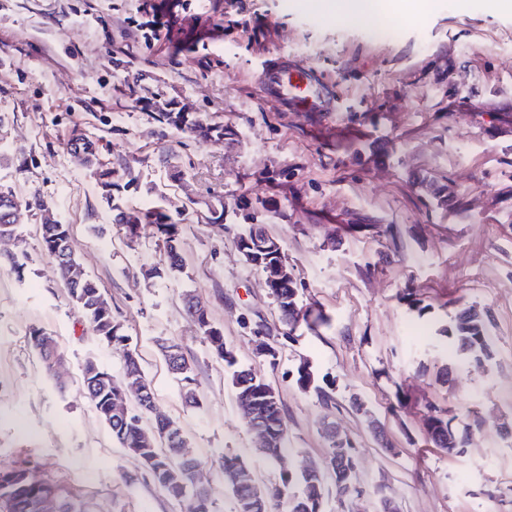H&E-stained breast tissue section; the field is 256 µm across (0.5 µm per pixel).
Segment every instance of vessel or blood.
<instances>
[{"mask_svg": "<svg viewBox=\"0 0 512 512\" xmlns=\"http://www.w3.org/2000/svg\"><path fill=\"white\" fill-rule=\"evenodd\" d=\"M259 81L264 97L283 109L321 117L341 109L334 89L295 56L280 54L264 63Z\"/></svg>", "mask_w": 512, "mask_h": 512, "instance_id": "1", "label": "vessel or blood"}]
</instances>
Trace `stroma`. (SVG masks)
I'll use <instances>...</instances> for the list:
<instances>
[{"label":"stroma","mask_w":512,"mask_h":512,"mask_svg":"<svg viewBox=\"0 0 512 512\" xmlns=\"http://www.w3.org/2000/svg\"><path fill=\"white\" fill-rule=\"evenodd\" d=\"M317 69L342 96L322 121L261 96L268 56ZM224 123L216 145L155 121L149 101ZM0 192L39 198L0 242V468L36 469L82 512H184L112 439L82 382L87 361L119 374L44 251L45 217L70 224L72 246L142 358L157 413L177 423L214 512H232L215 464L240 455L266 484L324 464L327 426L355 442L363 496L335 512H512V13L486 0H433L380 30L337 22L299 0H0ZM100 137V158L123 160L135 184L107 203L68 147ZM177 161L185 184L168 176ZM191 197L179 270L155 226L129 237L113 205ZM272 212L301 285L327 319L285 336L263 274L237 248V205ZM223 207L224 225L198 222ZM412 289L420 309L402 300ZM194 296L242 368L278 391L291 454L270 464L238 409L230 372L211 353L183 298ZM495 318L494 359L456 365L436 382L454 309ZM53 336L65 365L46 376L29 341ZM192 361L199 405L185 401L158 344ZM277 350L269 358L262 344ZM307 365L331 402L296 384ZM362 411H355L354 402ZM467 431L464 455L427 444L428 404Z\"/></svg>","instance_id":"1"}]
</instances>
